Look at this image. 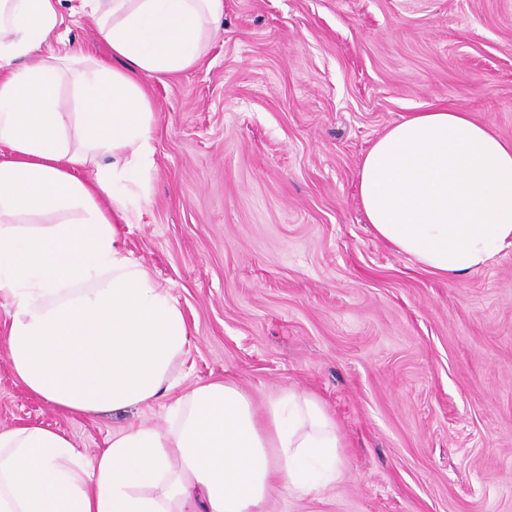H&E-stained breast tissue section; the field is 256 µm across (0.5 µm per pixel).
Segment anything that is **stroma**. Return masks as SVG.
I'll return each mask as SVG.
<instances>
[{
    "mask_svg": "<svg viewBox=\"0 0 512 512\" xmlns=\"http://www.w3.org/2000/svg\"><path fill=\"white\" fill-rule=\"evenodd\" d=\"M67 39L111 61L90 18ZM148 198L126 246L189 340L182 390L255 405L317 396L343 438L336 485L268 512H512V249L442 279L378 240L357 170L392 125L457 108L512 143V0H224L202 62L146 82ZM0 307V429L41 425L93 456L169 398L69 413L14 376Z\"/></svg>",
    "mask_w": 512,
    "mask_h": 512,
    "instance_id": "stroma-1",
    "label": "stroma"
}]
</instances>
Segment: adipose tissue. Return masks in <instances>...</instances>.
Returning <instances> with one entry per match:
<instances>
[{"mask_svg":"<svg viewBox=\"0 0 512 512\" xmlns=\"http://www.w3.org/2000/svg\"><path fill=\"white\" fill-rule=\"evenodd\" d=\"M61 2L0 0V307L31 395L66 412L125 411L179 386L189 336L121 232L125 183L153 163L144 80L198 65L224 0H69L68 14L96 19L112 67L61 43ZM357 183L375 237L440 278L512 248V145L465 112L395 124ZM168 415L162 429L113 432L89 458L46 427L0 429V512H266L274 488L301 497L341 476L336 422L312 394L289 388L259 408L235 383L209 382Z\"/></svg>","mask_w":512,"mask_h":512,"instance_id":"obj_1","label":"adipose tissue"}]
</instances>
